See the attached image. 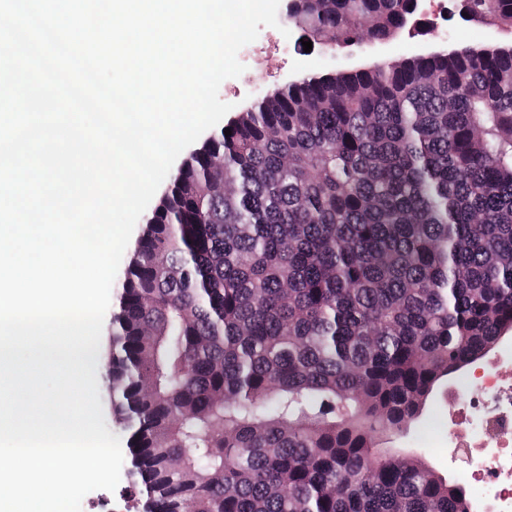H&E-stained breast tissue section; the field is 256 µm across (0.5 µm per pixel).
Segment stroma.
Returning a JSON list of instances; mask_svg holds the SVG:
<instances>
[{"instance_id":"35a3bbf8","label":"stroma","mask_w":512,"mask_h":512,"mask_svg":"<svg viewBox=\"0 0 512 512\" xmlns=\"http://www.w3.org/2000/svg\"><path fill=\"white\" fill-rule=\"evenodd\" d=\"M422 19L427 25L426 31L405 28L388 44L355 50V57L370 64L396 56L407 58L415 55L422 44L444 49L512 46V30L488 28L465 21L459 13L458 0H439L437 11H424ZM303 39L302 32L295 28L285 35L276 28L261 27L257 39L238 53L244 72L222 82L220 99L232 104L234 112L238 113L289 81L334 73L338 53L318 44L313 45L311 52H304ZM447 433L448 412L445 406L430 402L412 424L409 435L431 448L432 454L427 463L437 475L466 480L471 463L467 460L451 461ZM144 502L139 482L132 473V464L127 461L122 465L116 490L89 492L82 500L81 512H144Z\"/></svg>"}]
</instances>
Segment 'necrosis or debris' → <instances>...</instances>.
Masks as SVG:
<instances>
[{
    "label": "necrosis or debris",
    "instance_id": "1",
    "mask_svg": "<svg viewBox=\"0 0 512 512\" xmlns=\"http://www.w3.org/2000/svg\"><path fill=\"white\" fill-rule=\"evenodd\" d=\"M468 387V406L448 402V445L481 462L470 473L478 512H512V362H489Z\"/></svg>",
    "mask_w": 512,
    "mask_h": 512
}]
</instances>
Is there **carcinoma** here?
<instances>
[{
	"mask_svg": "<svg viewBox=\"0 0 512 512\" xmlns=\"http://www.w3.org/2000/svg\"><path fill=\"white\" fill-rule=\"evenodd\" d=\"M512 28V0H459ZM415 0H299L330 49ZM183 162L119 286L104 376L146 512H469L381 448L512 330V48L291 82ZM224 168V192L210 171Z\"/></svg>",
	"mask_w": 512,
	"mask_h": 512,
	"instance_id": "1",
	"label": "carcinoma"
}]
</instances>
